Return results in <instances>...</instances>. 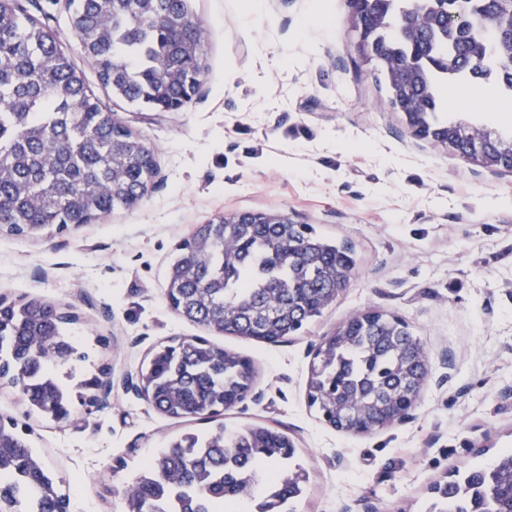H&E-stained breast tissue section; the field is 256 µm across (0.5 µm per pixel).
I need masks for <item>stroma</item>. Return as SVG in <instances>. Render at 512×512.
<instances>
[{"mask_svg": "<svg viewBox=\"0 0 512 512\" xmlns=\"http://www.w3.org/2000/svg\"><path fill=\"white\" fill-rule=\"evenodd\" d=\"M115 119L155 151L151 192L134 208L36 237L0 232V293L73 313L86 360L57 365L77 385L102 374L110 401L67 420L0 387L70 497L69 512H126L125 491L157 449L187 432L268 425L292 439L309 474L292 512H429L456 469L512 448V173L414 136L383 77L356 64L347 0H192L208 70L182 108L163 112L104 88L71 24L68 0H33ZM469 86L451 117L512 134V105ZM288 214L354 249L336 300L287 341L212 335L249 359V396L213 419L158 413L128 383L152 350L202 335L166 297L176 245L234 212ZM404 319L429 359L410 418L370 434L336 430L307 400L322 337L359 313Z\"/></svg>", "mask_w": 512, "mask_h": 512, "instance_id": "stroma-1", "label": "stroma"}]
</instances>
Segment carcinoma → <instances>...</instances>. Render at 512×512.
I'll return each mask as SVG.
<instances>
[{"instance_id":"carcinoma-1","label":"carcinoma","mask_w":512,"mask_h":512,"mask_svg":"<svg viewBox=\"0 0 512 512\" xmlns=\"http://www.w3.org/2000/svg\"><path fill=\"white\" fill-rule=\"evenodd\" d=\"M72 24L102 85L130 103L181 101L206 72L191 0H71ZM360 61L387 79L389 103L415 135L462 156L481 134L480 166L512 172V136L448 118L442 90L481 82L512 91V0H349ZM141 140L116 121L25 0L0 4V228L35 236L89 224L138 203L153 179ZM355 260L285 213L241 212L196 227L176 248L167 290L175 313L219 335L277 342L336 300ZM0 367L30 404L69 414L53 362L78 353L73 318L46 302L0 295ZM408 323L361 313L315 350L307 399L342 431H373L415 398L427 376ZM152 407L214 418L251 390V362L205 336L172 339L142 371ZM288 434L248 426L187 433L143 465L128 512H231L263 485L265 512H288L308 475ZM478 489L474 506L464 496ZM437 512H512V450L436 487ZM69 498L18 431L0 419V512H67Z\"/></svg>"}]
</instances>
